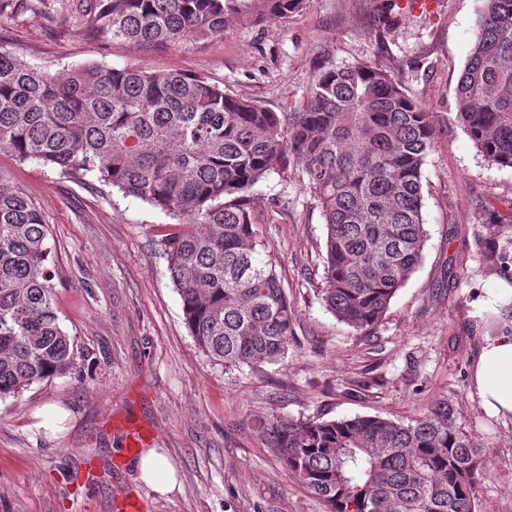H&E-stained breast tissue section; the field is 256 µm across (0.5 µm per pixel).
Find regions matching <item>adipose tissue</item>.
Segmentation results:
<instances>
[{"label":"adipose tissue","instance_id":"obj_1","mask_svg":"<svg viewBox=\"0 0 512 512\" xmlns=\"http://www.w3.org/2000/svg\"><path fill=\"white\" fill-rule=\"evenodd\" d=\"M473 384L488 412L512 415V332L485 336Z\"/></svg>","mask_w":512,"mask_h":512}]
</instances>
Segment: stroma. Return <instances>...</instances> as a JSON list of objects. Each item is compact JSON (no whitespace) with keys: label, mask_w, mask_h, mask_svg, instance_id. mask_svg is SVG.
Here are the masks:
<instances>
[{"label":"stroma","mask_w":512,"mask_h":512,"mask_svg":"<svg viewBox=\"0 0 512 512\" xmlns=\"http://www.w3.org/2000/svg\"><path fill=\"white\" fill-rule=\"evenodd\" d=\"M74 11L45 19L23 0L0 13V46L55 72L96 62L181 71L288 112L317 61L387 70L432 114L423 167L429 240L420 267L367 337L320 299L326 230L297 170L254 189L257 239L269 246L294 310L284 363L227 368L193 341L161 244L164 213L60 169L0 157V170L39 205L61 325L75 345L70 374L0 401V512H325L261 444L272 415L410 421L450 399L487 446L476 512H512V416L489 415L472 383L485 336L512 329L477 314L492 288L512 289L489 251L512 216V168L488 162L454 121V88L478 24L477 0H307L279 21L231 22L224 37L144 47L84 37ZM286 200L284 211L274 208ZM175 468L162 495L125 450L131 426Z\"/></svg>","instance_id":"35a3bbf8"}]
</instances>
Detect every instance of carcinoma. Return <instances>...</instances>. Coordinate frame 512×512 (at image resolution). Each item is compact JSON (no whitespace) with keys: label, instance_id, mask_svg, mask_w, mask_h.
<instances>
[{"label":"carcinoma","instance_id":"1","mask_svg":"<svg viewBox=\"0 0 512 512\" xmlns=\"http://www.w3.org/2000/svg\"><path fill=\"white\" fill-rule=\"evenodd\" d=\"M91 2L84 33L145 46L222 37L255 6L280 20L305 4ZM455 100L473 145L512 167V0H481ZM435 140L426 106L365 62L318 64L299 103L278 113L204 76L97 63L52 73L0 46V155L92 174L168 216L162 245L184 324L228 368L278 364L293 336L294 311L254 235V186L301 172L326 228L322 303L370 334L423 261V166ZM48 234L39 207L0 171V400L73 365ZM257 433L325 512H476L485 445L446 398L407 423L276 416Z\"/></svg>","mask_w":512,"mask_h":512}]
</instances>
